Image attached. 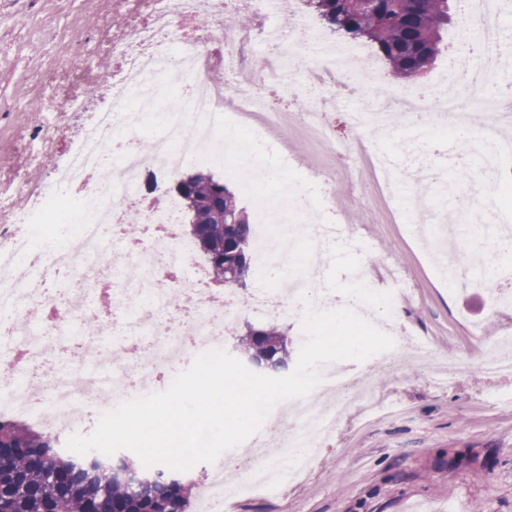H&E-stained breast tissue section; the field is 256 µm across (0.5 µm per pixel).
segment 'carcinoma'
I'll return each mask as SVG.
<instances>
[{
	"label": "carcinoma",
	"instance_id": "obj_1",
	"mask_svg": "<svg viewBox=\"0 0 512 512\" xmlns=\"http://www.w3.org/2000/svg\"><path fill=\"white\" fill-rule=\"evenodd\" d=\"M347 41H364L398 82L416 80L441 51L442 32L460 0H300ZM183 192L185 218L200 255L224 286L252 271L251 220L224 182L203 172H179L170 192ZM245 351L287 367L286 337L277 327L251 328ZM100 458L65 453L59 438L21 421L0 420V512H188L196 481L162 467L159 480L133 487Z\"/></svg>",
	"mask_w": 512,
	"mask_h": 512
}]
</instances>
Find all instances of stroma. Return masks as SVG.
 <instances>
[{
	"instance_id": "1",
	"label": "stroma",
	"mask_w": 512,
	"mask_h": 512,
	"mask_svg": "<svg viewBox=\"0 0 512 512\" xmlns=\"http://www.w3.org/2000/svg\"><path fill=\"white\" fill-rule=\"evenodd\" d=\"M145 0H0V225L24 207L17 189L39 190L68 157L82 128L110 101L119 62L108 41L144 17ZM80 99L82 111L68 101ZM337 145L355 140L395 154L397 137L355 128L348 110L326 113ZM336 184L328 221L349 224L372 243L361 258L375 290L398 268L408 289L397 346L425 342L434 360L459 374L435 382L422 366L371 375L372 399L354 402L318 458L278 490L252 489L224 512H512V375L478 366L484 341L512 337V308L498 309L484 288L456 289L407 225L362 194L360 157Z\"/></svg>"
}]
</instances>
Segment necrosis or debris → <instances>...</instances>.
Listing matches in <instances>:
<instances>
[{"label": "necrosis or debris", "instance_id": "4bbe7bcc", "mask_svg": "<svg viewBox=\"0 0 512 512\" xmlns=\"http://www.w3.org/2000/svg\"><path fill=\"white\" fill-rule=\"evenodd\" d=\"M148 5V22H128L126 34L110 43L112 54L127 61L110 106L97 113L68 161L54 171L51 184L30 197L21 218L28 231L0 233V318L7 320L0 325V385L9 389L8 399L0 400V417L48 433L75 432L93 415L134 394L150 393L152 380L170 375L185 357L223 347L225 331L244 316L262 315L269 298V289L263 287L249 293L228 288L221 294L211 288L199 273L194 242L183 229L180 201L171 197L162 207L145 204L143 170L172 177L204 159L230 169L251 188L259 221L251 248L259 279L277 270L287 272L299 243L316 261L335 241L363 247L356 229L330 225L324 217V203L335 194L332 163L304 176L307 191L303 199L289 198L287 222L275 218L255 186L265 178L269 136L286 127L288 119L251 88L260 81L305 96L307 107L297 118L308 142L331 147L335 138L322 115L378 83L370 56L356 43L328 46L304 16L286 22L279 36H271L275 0H148ZM245 10L254 15L253 25L225 31V15ZM208 17L213 25L198 27L190 36L181 34L184 21ZM454 52L473 58L474 64L462 80L449 71L447 90L415 84L391 87L351 114L355 127L376 125L384 133H404L439 202L402 193L397 165L381 152L368 154L360 175L393 216L420 225L422 239L437 249L443 266L458 273L463 285L497 284L512 279V230L506 228L512 223V205L485 200L482 190L499 185L512 193V130L500 122L503 114L512 112V99L493 89L505 64L512 62V48L499 40L495 0H462ZM297 57L310 63L302 86L288 81ZM216 69L234 79V91L212 82L210 74ZM159 78L173 90L172 107L163 113L157 112L154 98L141 93L147 82ZM476 108L491 117L479 128L472 117ZM155 118L161 133L152 153L119 149L117 128H124L133 141ZM431 132L455 137L475 160L469 183H451L438 175L425 151ZM442 203L453 208L456 223L441 225ZM132 209L141 214L143 236L127 262L105 276L97 256L119 241ZM58 239L74 240L77 247L46 253L45 244ZM62 276L77 287L67 319L51 321L48 313L58 312L59 306L50 285ZM115 278L122 286L112 291L110 304L127 314V335H135L142 322L150 324V350L136 375L122 365L125 343L102 349L96 336L78 327L87 299ZM76 335L87 358L63 371L49 365L48 349ZM323 372L324 383L308 397L275 407L272 420L285 425L280 435L273 438L261 430L236 448V460L250 486L263 483L265 467L257 462L260 448L276 445L295 464L310 460L316 442L335 428L349 402L371 392L368 376L353 373L350 365L333 363Z\"/></svg>", "mask_w": 512, "mask_h": 512}]
</instances>
